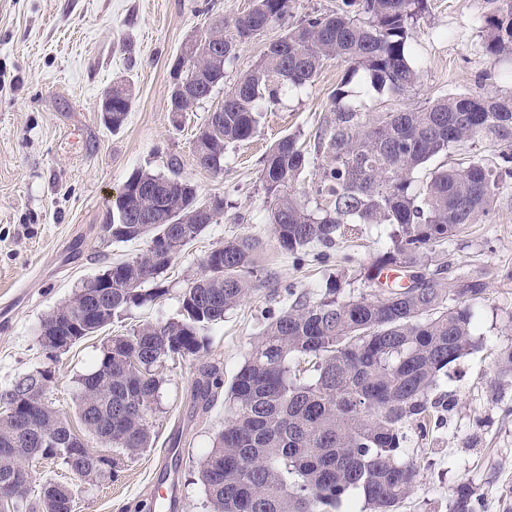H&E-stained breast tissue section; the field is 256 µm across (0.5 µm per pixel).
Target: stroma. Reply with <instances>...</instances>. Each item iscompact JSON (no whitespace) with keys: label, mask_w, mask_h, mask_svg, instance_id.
<instances>
[{"label":"stroma","mask_w":512,"mask_h":512,"mask_svg":"<svg viewBox=\"0 0 512 512\" xmlns=\"http://www.w3.org/2000/svg\"><path fill=\"white\" fill-rule=\"evenodd\" d=\"M250 3L0 0V393L27 373L48 369L56 407L74 412L78 379L96 367L107 338L176 318L204 257L225 238L245 234L261 242L254 291L210 326L197 359L163 365L152 447L125 461L111 480L85 486L76 512H133L149 502L176 434L182 438L172 462L178 512H205L197 469L229 419V404L220 396L206 409L193 398L199 368L219 365L225 380H232L269 315L288 306L293 295L312 297L336 281L357 296L377 291L359 271L390 247L391 226L357 225L330 249L327 263L309 255L299 261L278 247L260 184L261 160L276 140L295 134L313 150L346 64L327 62L312 87L283 92L265 108L254 138L227 146L221 173L200 167L192 151L212 105L268 45L307 13L334 11L339 0H293L284 20L240 44L210 101L193 112L169 109L170 70L183 45L213 19H232ZM494 7L493 0H429L408 40L420 84L403 95L354 84L348 104L395 112L441 95L512 90V62L489 61L482 51V26ZM125 80L132 105L114 130L97 101L103 89ZM174 169L196 186L200 200L223 197V215L160 276L161 297L48 356L37 343L41 318L106 266L147 247L143 239L122 243L102 236L126 181L140 171L167 175ZM435 257L447 261L452 275L482 270L488 288L478 304L476 347L434 391L445 405L429 422L427 437L406 446L419 476L401 512H448V499L463 482L477 493V512H512V382L494 365L496 353L512 345V188L503 189L481 223L438 247Z\"/></svg>","instance_id":"35a3bbf8"}]
</instances>
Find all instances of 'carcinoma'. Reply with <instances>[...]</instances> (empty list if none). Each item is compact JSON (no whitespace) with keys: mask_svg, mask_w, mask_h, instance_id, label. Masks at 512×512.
Masks as SVG:
<instances>
[{"mask_svg":"<svg viewBox=\"0 0 512 512\" xmlns=\"http://www.w3.org/2000/svg\"><path fill=\"white\" fill-rule=\"evenodd\" d=\"M292 0H253L234 20L238 36L263 32L288 15ZM427 0H341L330 13L310 14L272 42L260 60L224 93V111L209 113L193 143L207 148L204 167L217 169L225 148L257 134L262 109L278 103L289 88L312 86L330 60L346 63L332 95L334 110L317 132L315 154L322 157L315 194L328 198L309 207L307 192L296 188L311 157L296 137L279 139L263 159L260 181L272 206L268 224L280 249L292 254L315 245L330 247L351 224H389L392 246L380 252L359 276L379 286L370 298L343 296L340 285L316 297L300 296L269 317L261 338L234 376L229 390L231 419L203 459L199 480L208 512H336L351 492L368 512H398L419 475L404 448L416 430L422 437L438 408L431 399L442 375L472 348L477 328L475 305L487 283L479 271L448 276V262L434 263L435 247L492 210L505 178L512 176V92L440 96L398 112H363L344 105L353 81L375 90L404 93L421 81L408 54L410 29ZM209 51L194 45L185 70L195 93L171 98L194 112L237 58V45L217 40ZM486 58H512V0H501L486 20ZM131 107L128 86L112 87V130ZM491 145L494 156L477 155L454 167L439 166L425 182L412 175L456 147ZM160 188L163 201L136 194ZM102 228L107 238H147L137 256L112 264V288L98 279L82 285L48 313L40 330L53 328L61 342L74 345L121 318L132 305L162 293L143 291L169 268L204 224L178 220L205 206L195 185L177 175L139 172L126 182ZM144 209L151 219L129 222ZM260 249L257 239L224 240L202 261V273L185 290L180 318L146 323L104 344L95 369L80 379L77 413L82 430L104 447L129 458L152 445L150 418L163 383L167 360L198 356L208 328L224 319L255 288L252 274ZM406 280H379L388 270ZM96 311L85 331H72L88 303ZM53 383L29 373L3 393L23 395L29 418L0 420V485L26 456L34 462L61 460L75 483L44 482L35 501L23 493L5 512H75L82 483L112 478L116 461L101 464L83 448L66 417L46 399ZM224 386L217 365L199 369L194 398L209 407ZM473 487L460 483L449 512H476Z\"/></svg>","mask_w":512,"mask_h":512,"instance_id":"1","label":"carcinoma"}]
</instances>
